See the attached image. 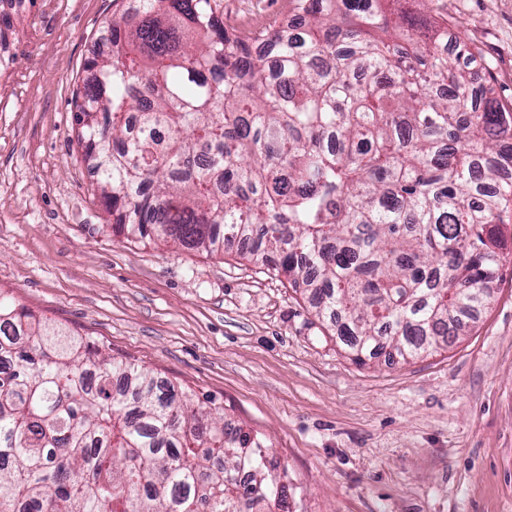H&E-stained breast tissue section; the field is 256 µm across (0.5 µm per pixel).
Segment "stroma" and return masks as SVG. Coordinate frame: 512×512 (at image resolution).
I'll list each match as a JSON object with an SVG mask.
<instances>
[{"label":"stroma","instance_id":"stroma-1","mask_svg":"<svg viewBox=\"0 0 512 512\" xmlns=\"http://www.w3.org/2000/svg\"><path fill=\"white\" fill-rule=\"evenodd\" d=\"M0 292L223 407L286 467L293 512H512V255L457 339L354 362L271 263L112 234L73 99L120 0H0ZM288 0H224L273 24ZM512 109V0H427Z\"/></svg>","mask_w":512,"mask_h":512}]
</instances>
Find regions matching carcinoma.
<instances>
[{"instance_id": "1", "label": "carcinoma", "mask_w": 512, "mask_h": 512, "mask_svg": "<svg viewBox=\"0 0 512 512\" xmlns=\"http://www.w3.org/2000/svg\"><path fill=\"white\" fill-rule=\"evenodd\" d=\"M76 92L112 231L279 256L353 359H413L491 300L512 111L448 28L384 0H290L240 32L223 0H136ZM147 367L0 293V512H290L288 470Z\"/></svg>"}]
</instances>
